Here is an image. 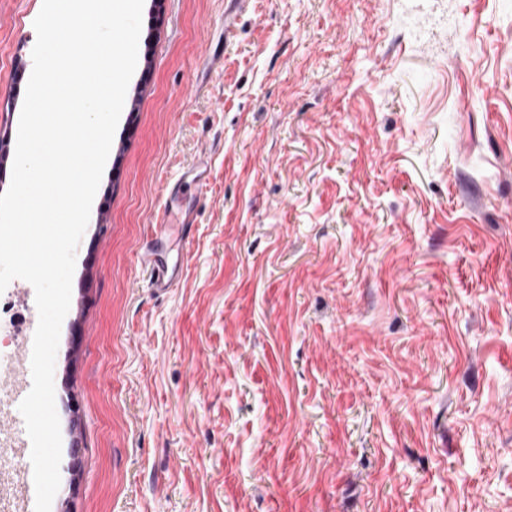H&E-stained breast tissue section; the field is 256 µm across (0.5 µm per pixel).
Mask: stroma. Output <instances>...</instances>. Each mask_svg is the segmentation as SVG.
Here are the masks:
<instances>
[{
  "mask_svg": "<svg viewBox=\"0 0 512 512\" xmlns=\"http://www.w3.org/2000/svg\"><path fill=\"white\" fill-rule=\"evenodd\" d=\"M42 3L0 0V193ZM54 387L51 512H512V0H144ZM169 224L178 225L181 239L186 240L192 234L195 224V217L191 210L179 211L178 218L175 221H172L171 213L167 210H164L160 220L156 221L155 224H149V228L153 235V233H156L159 229L164 230ZM141 263L150 271L152 285L156 293H165L180 279L183 273L182 265L168 266L158 258L154 245L147 244L140 252Z\"/></svg>",
  "mask_w": 512,
  "mask_h": 512,
  "instance_id": "1",
  "label": "stroma"
}]
</instances>
